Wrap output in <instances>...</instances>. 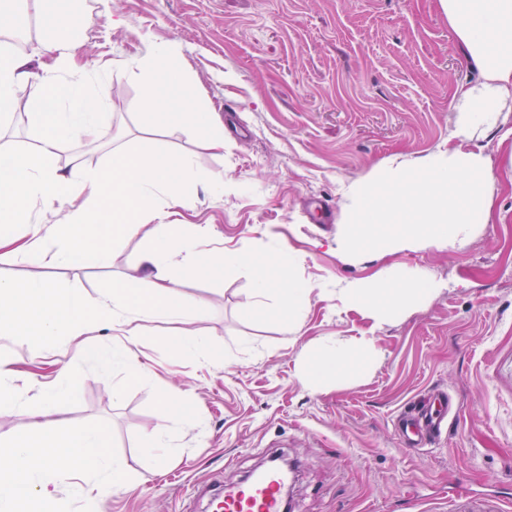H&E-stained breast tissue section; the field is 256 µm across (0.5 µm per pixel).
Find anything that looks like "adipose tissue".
Listing matches in <instances>:
<instances>
[{"instance_id":"adipose-tissue-1","label":"adipose tissue","mask_w":512,"mask_h":512,"mask_svg":"<svg viewBox=\"0 0 512 512\" xmlns=\"http://www.w3.org/2000/svg\"><path fill=\"white\" fill-rule=\"evenodd\" d=\"M439 6L480 76L454 91L449 109L456 118L448 146L418 161L415 166L421 171L420 178H410L413 165L408 160L394 157L345 188L346 228L337 242L345 253L357 256L369 251L445 246L467 240L475 225L490 221L495 174L480 139L498 132L512 114V0H439ZM87 23V13L72 6L57 13L54 24L43 30V50L49 61L35 72L28 58L14 52L10 44L13 30L26 25L25 13L0 19V119L17 110L16 91L21 85L37 80L44 94L43 109L32 115L35 153L0 159V222L30 227L22 236L1 233L0 256L14 261L35 255L42 263L56 266L109 265L112 250L94 232L109 206L124 214L123 234L144 231L149 235L151 246L137 265L151 292L135 309L120 286L84 298L43 280L17 279L1 267L0 335L31 337L53 351L63 340L140 320L176 316L187 322L192 315L173 292L175 280L240 266L252 270L257 312H265V300L270 296L276 300L277 312H296L311 287L293 277L295 259L290 252L275 250L258 258L247 245L203 251L199 248L203 225L157 222L159 206L192 205L189 189L200 182L192 156L118 147L113 151V175L109 178L75 162L58 163L65 141L75 136L99 139L108 111L107 101L96 91L107 75V66L82 63L79 56ZM173 52L172 46L159 44L149 57L136 63V75L145 88V105L154 113L156 128L202 130L210 148H223L224 131L205 120L200 95L166 68ZM59 199L67 205L62 222H32L33 209H48ZM432 287V280L418 269L386 268L372 279L349 284L345 293L382 320L431 293ZM363 358V350L352 351L336 341H326L306 380L315 383ZM127 359L124 348L102 344L90 350L79 347L54 387L23 402L10 384L9 362L0 359V399L29 418L23 438L13 441L7 456L0 458V512H61L58 483L72 473L85 477L71 487L83 512H98L94 491L111 486L114 478L123 474V462L105 452L106 437L101 429L62 433L52 416L59 403L73 396L74 383L87 364L96 363L104 370ZM203 424V417L187 403L169 401L166 422L145 450H170L173 435Z\"/></svg>"}]
</instances>
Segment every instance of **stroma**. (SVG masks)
I'll use <instances>...</instances> for the list:
<instances>
[{
  "instance_id": "obj_1",
  "label": "stroma",
  "mask_w": 512,
  "mask_h": 512,
  "mask_svg": "<svg viewBox=\"0 0 512 512\" xmlns=\"http://www.w3.org/2000/svg\"><path fill=\"white\" fill-rule=\"evenodd\" d=\"M89 15L86 62H110L98 91L111 115L99 143L73 138L60 163L79 157L111 170V142L149 152L190 153L199 174L223 180L212 196L197 190L193 208L171 207L168 221L205 224L201 247L257 254L294 253L297 279L312 290L295 321L252 314V273L179 279L191 323L161 317L141 336L118 326L92 344L126 346L130 363L101 373L88 365L75 398L62 402V426L103 428L119 457L123 486L109 491L106 512H210L204 485L239 482L270 453L297 468L293 512H452L461 496L492 494L512 512V138L490 135L495 219L445 248L434 246L345 258L336 249L343 189L399 154L411 160L447 146L456 86L478 71L440 13L437 0H74ZM173 45L171 70L201 93L224 147L206 148L186 132L157 131L132 58ZM26 107L0 128V150L32 153L29 104L42 90L19 87ZM328 203L332 223L314 202ZM112 245L107 268L49 267L31 258L11 264L20 280L44 279L94 297L122 285L142 288L136 262L144 235L97 227ZM386 266L417 267L439 285L378 322L343 290ZM186 329L203 335L216 362L176 351ZM335 340L367 347L359 366L315 386L303 379L318 346ZM75 351L40 353L34 343L0 335V355L15 369L17 393L56 381ZM448 390L458 402L448 432L418 453L403 449L393 420L411 404ZM190 403L204 431L175 439L166 460L143 447L166 417L165 397Z\"/></svg>"
}]
</instances>
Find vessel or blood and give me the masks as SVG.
I'll return each instance as SVG.
<instances>
[{"label":"vessel or blood","instance_id":"b4317fda","mask_svg":"<svg viewBox=\"0 0 512 512\" xmlns=\"http://www.w3.org/2000/svg\"><path fill=\"white\" fill-rule=\"evenodd\" d=\"M454 405L453 397L439 390L428 404L400 413L394 425L403 447L416 452L440 437ZM284 485L283 472L269 464L246 481L226 487L215 500V512H285Z\"/></svg>","mask_w":512,"mask_h":512}]
</instances>
